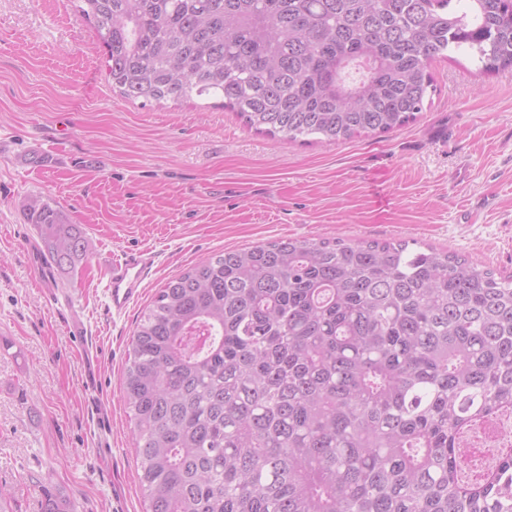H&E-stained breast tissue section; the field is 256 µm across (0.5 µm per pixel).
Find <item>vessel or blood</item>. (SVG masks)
I'll use <instances>...</instances> for the list:
<instances>
[{"label": "vessel or blood", "instance_id": "vessel-or-blood-1", "mask_svg": "<svg viewBox=\"0 0 512 512\" xmlns=\"http://www.w3.org/2000/svg\"><path fill=\"white\" fill-rule=\"evenodd\" d=\"M157 266V255L150 248L124 251L105 268L104 293L109 314L120 316L141 296L146 280Z\"/></svg>", "mask_w": 512, "mask_h": 512}]
</instances>
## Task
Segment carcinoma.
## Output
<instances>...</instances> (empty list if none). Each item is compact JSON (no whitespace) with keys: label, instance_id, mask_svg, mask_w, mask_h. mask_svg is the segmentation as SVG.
Returning a JSON list of instances; mask_svg holds the SVG:
<instances>
[{"label":"carcinoma","instance_id":"carcinoma-1","mask_svg":"<svg viewBox=\"0 0 512 512\" xmlns=\"http://www.w3.org/2000/svg\"><path fill=\"white\" fill-rule=\"evenodd\" d=\"M129 101L221 99L284 142L391 133L466 48L512 69V0H71ZM56 266L89 239L25 204ZM124 392L147 512H512V276L405 241L289 238L201 260L138 324ZM42 512H75L42 488ZM494 431H493V434H492V438L491 440H493V442H495L496 444H501V443H505V444H511L512 442V416H506V417H503L500 421H495L494 423ZM482 436V433H480V436L475 438L473 441V444H469L467 445L468 446V451H467V457L469 456V448H470V451L471 453L473 454V452H475V450H472L471 448H492L494 447L496 444L495 443H492L489 442L490 441V438H488L487 434L485 433V435L483 436V438H481ZM479 440V441H478Z\"/></svg>","mask_w":512,"mask_h":512}]
</instances>
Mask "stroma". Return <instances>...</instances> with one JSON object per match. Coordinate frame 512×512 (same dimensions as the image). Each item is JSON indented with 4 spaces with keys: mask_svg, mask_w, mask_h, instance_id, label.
<instances>
[{
    "mask_svg": "<svg viewBox=\"0 0 512 512\" xmlns=\"http://www.w3.org/2000/svg\"><path fill=\"white\" fill-rule=\"evenodd\" d=\"M430 69L437 92L382 137L286 144L234 113L132 103L70 0H0V488L41 512L43 487L76 512H146L125 404L131 337L166 281L201 259L288 238L405 240L512 275V70L466 53ZM42 197L91 250L57 270L23 211ZM149 247L158 270L120 319L104 267ZM73 295L83 334L39 283ZM101 360L96 397L84 348Z\"/></svg>",
    "mask_w": 512,
    "mask_h": 512,
    "instance_id": "1",
    "label": "stroma"
}]
</instances>
